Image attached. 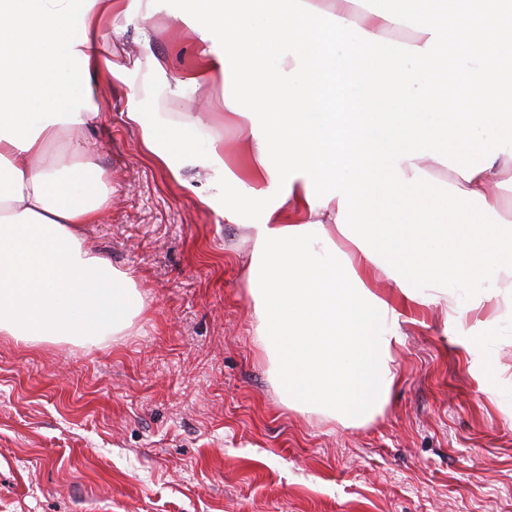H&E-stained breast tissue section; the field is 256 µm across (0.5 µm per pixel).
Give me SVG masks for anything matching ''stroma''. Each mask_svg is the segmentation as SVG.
<instances>
[{
    "label": "stroma",
    "instance_id": "35a3bbf8",
    "mask_svg": "<svg viewBox=\"0 0 512 512\" xmlns=\"http://www.w3.org/2000/svg\"><path fill=\"white\" fill-rule=\"evenodd\" d=\"M153 33L144 44L142 30ZM121 62L153 53L169 78L194 58L173 14L119 21ZM214 81L145 111L190 114L234 154L245 137L204 103ZM128 88H98L102 119L76 130L111 205L82 233L144 301L121 336L24 342L0 335V512H512V317L485 348L438 310L402 325L399 383L376 417L346 426L280 399L244 286L248 232L202 205L124 119Z\"/></svg>",
    "mask_w": 512,
    "mask_h": 512
}]
</instances>
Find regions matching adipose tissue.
<instances>
[{
  "mask_svg": "<svg viewBox=\"0 0 512 512\" xmlns=\"http://www.w3.org/2000/svg\"><path fill=\"white\" fill-rule=\"evenodd\" d=\"M169 8L0 0V335L95 345L143 311L133 279L77 230L108 209L103 170L79 142L51 151L99 120L98 85L114 79L149 159L202 170L200 201L228 222L257 215L245 281L289 408L371 420L420 307L483 344L492 321L468 315L512 260V0H179L200 51L173 81L154 55L127 66L102 47L115 20ZM217 77L246 133L231 162L220 138L194 150L196 119L142 109L158 90L178 97ZM340 238L352 259L338 258ZM457 289L467 309L452 304Z\"/></svg>",
  "mask_w": 512,
  "mask_h": 512,
  "instance_id": "obj_1",
  "label": "adipose tissue"
}]
</instances>
